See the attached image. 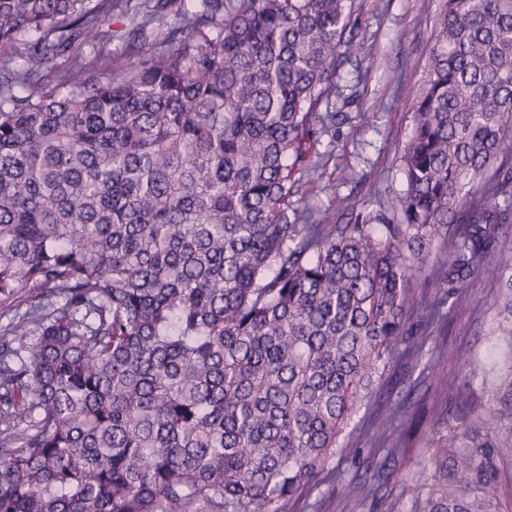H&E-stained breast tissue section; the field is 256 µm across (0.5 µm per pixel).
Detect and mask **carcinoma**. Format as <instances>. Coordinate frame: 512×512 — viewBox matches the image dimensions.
I'll return each mask as SVG.
<instances>
[{
    "instance_id": "1",
    "label": "carcinoma",
    "mask_w": 512,
    "mask_h": 512,
    "mask_svg": "<svg viewBox=\"0 0 512 512\" xmlns=\"http://www.w3.org/2000/svg\"><path fill=\"white\" fill-rule=\"evenodd\" d=\"M354 0H0V512H288L468 283L498 352L385 512H509L512 0H441L392 221L294 197L365 53ZM137 62L112 58L114 13ZM450 244L436 292L418 288ZM404 400L372 456L393 462ZM345 498L376 488L354 477Z\"/></svg>"
}]
</instances>
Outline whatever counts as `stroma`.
Returning a JSON list of instances; mask_svg holds the SVG:
<instances>
[{
    "mask_svg": "<svg viewBox=\"0 0 512 512\" xmlns=\"http://www.w3.org/2000/svg\"><path fill=\"white\" fill-rule=\"evenodd\" d=\"M356 14L369 55L360 67L340 70L332 103L344 115L335 131L315 146L316 173L300 185L295 197L298 215L314 213L329 224H378L391 216V205L406 188L399 157L412 127L409 103L424 76L438 0H355ZM348 203L336 210L334 199ZM495 282L480 276L451 315L447 334H434L423 347L427 378L410 386L411 363L391 366L369 408L359 409L345 433L356 448L370 447L388 406L407 397L411 407L426 408L422 424L406 453L390 465L381 492H400L401 481L423 460L427 444L440 426L432 413L441 379L471 387V363L485 360L494 342ZM378 460L333 459L317 476V486L291 506L290 512H370L345 500L341 490L355 472L374 475Z\"/></svg>",
    "mask_w": 512,
    "mask_h": 512,
    "instance_id": "1",
    "label": "stroma"
}]
</instances>
